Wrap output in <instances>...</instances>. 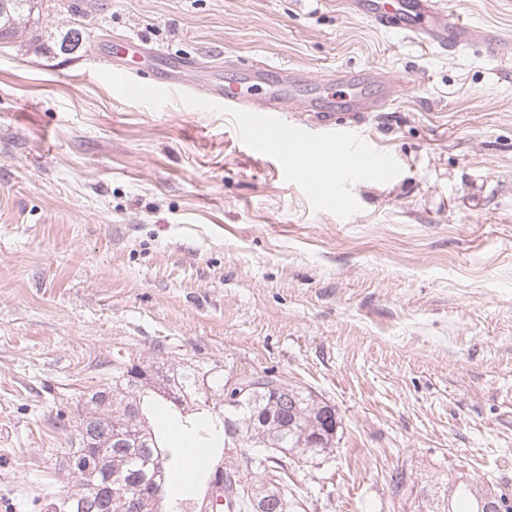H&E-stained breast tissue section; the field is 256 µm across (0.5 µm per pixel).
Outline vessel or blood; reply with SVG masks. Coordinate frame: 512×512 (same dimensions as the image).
<instances>
[{
  "instance_id": "obj_1",
  "label": "vessel or blood",
  "mask_w": 512,
  "mask_h": 512,
  "mask_svg": "<svg viewBox=\"0 0 512 512\" xmlns=\"http://www.w3.org/2000/svg\"><path fill=\"white\" fill-rule=\"evenodd\" d=\"M350 10L375 25L407 33L425 46L454 51L480 44L499 58L512 57V42L494 29L450 17L439 0H346ZM104 62L122 80L126 93L181 91L199 94L241 113L245 142L263 155L277 157L319 183L316 168L307 158L319 147L301 126L284 121L287 106H295L308 119L332 128L336 115L359 122L369 113L389 108L404 85L394 75L383 80L358 71L335 70L323 77L284 64H249L243 77L222 78L218 67L199 69L195 59L172 54L150 42L116 36L101 48ZM324 160L336 170L355 173L382 167L383 159L367 151L354 138H337Z\"/></svg>"
}]
</instances>
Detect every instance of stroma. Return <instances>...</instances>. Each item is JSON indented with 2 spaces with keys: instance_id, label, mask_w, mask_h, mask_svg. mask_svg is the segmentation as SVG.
Instances as JSON below:
<instances>
[{
  "instance_id": "35a3bbf8",
  "label": "stroma",
  "mask_w": 512,
  "mask_h": 512,
  "mask_svg": "<svg viewBox=\"0 0 512 512\" xmlns=\"http://www.w3.org/2000/svg\"><path fill=\"white\" fill-rule=\"evenodd\" d=\"M77 58L0 46V512L61 489L84 392L115 356L275 369L334 405L290 459L298 512H418L466 476L512 496V59L448 53L334 0H92ZM512 38V0H440ZM137 34L206 62L392 73L356 127L380 173L317 187L178 92L124 97L100 56ZM201 450L172 475L242 461Z\"/></svg>"
}]
</instances>
